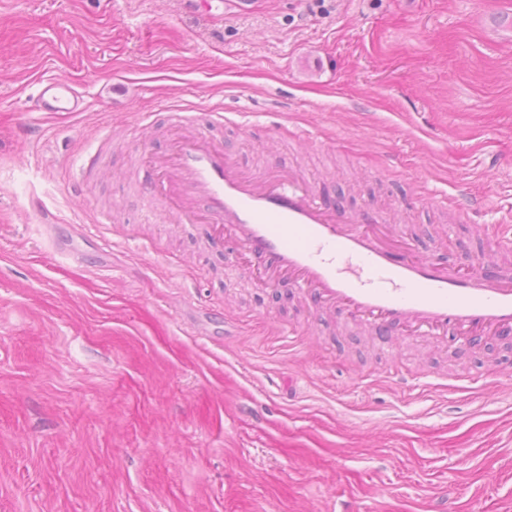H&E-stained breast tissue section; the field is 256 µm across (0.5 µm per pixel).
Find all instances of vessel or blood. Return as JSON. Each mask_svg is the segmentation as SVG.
Here are the masks:
<instances>
[{
    "instance_id": "obj_1",
    "label": "vessel or blood",
    "mask_w": 512,
    "mask_h": 512,
    "mask_svg": "<svg viewBox=\"0 0 512 512\" xmlns=\"http://www.w3.org/2000/svg\"><path fill=\"white\" fill-rule=\"evenodd\" d=\"M31 109L82 112L86 99L73 84L50 79ZM156 166L162 211L186 224L194 203H203L265 287L288 281L317 305L379 334L396 329L475 340L512 333V272H490L479 261L451 267L429 254L395 249L376 230L384 216L328 203L273 168L245 175L202 132L175 140Z\"/></svg>"
}]
</instances>
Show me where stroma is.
<instances>
[{"label":"stroma","mask_w":512,"mask_h":512,"mask_svg":"<svg viewBox=\"0 0 512 512\" xmlns=\"http://www.w3.org/2000/svg\"><path fill=\"white\" fill-rule=\"evenodd\" d=\"M49 77L86 110L32 111ZM195 130L512 266L480 231L512 233V0H0V512H512V337L261 287L150 194Z\"/></svg>","instance_id":"stroma-1"}]
</instances>
